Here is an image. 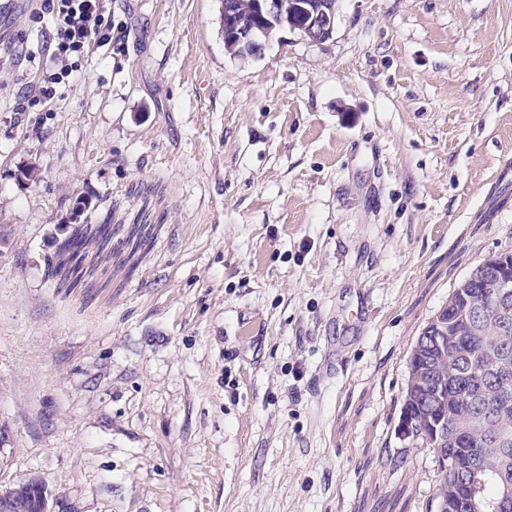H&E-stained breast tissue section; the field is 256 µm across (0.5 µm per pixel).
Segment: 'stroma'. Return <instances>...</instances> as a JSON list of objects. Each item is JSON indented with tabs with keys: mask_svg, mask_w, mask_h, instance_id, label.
Returning <instances> with one entry per match:
<instances>
[{
	"mask_svg": "<svg viewBox=\"0 0 512 512\" xmlns=\"http://www.w3.org/2000/svg\"><path fill=\"white\" fill-rule=\"evenodd\" d=\"M220 0H112L123 48L56 95L52 25L0 69V491L73 512H434L396 431L411 350L512 250V0H338L322 42L224 51ZM37 166L28 184L17 174ZM146 224L88 291L47 276L77 196ZM0 511L70 512L61 500L52 498L45 486L37 480H29L17 490L0 493Z\"/></svg>",
	"mask_w": 512,
	"mask_h": 512,
	"instance_id": "35a3bbf8",
	"label": "stroma"
}]
</instances>
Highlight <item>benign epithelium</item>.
Returning <instances> with one entry per match:
<instances>
[{
	"label": "benign epithelium",
	"mask_w": 512,
	"mask_h": 512,
	"mask_svg": "<svg viewBox=\"0 0 512 512\" xmlns=\"http://www.w3.org/2000/svg\"><path fill=\"white\" fill-rule=\"evenodd\" d=\"M303 22L298 26L312 41H324L328 39L334 30L336 17V0H321L318 8L300 7ZM234 40L239 47L241 56L251 58L264 46L260 37V30L250 24H238L234 33ZM483 266L493 268V271L485 274L483 286L485 293L489 295L495 312L503 319L508 320L512 316V275L498 271V265L494 258L489 257L481 262ZM442 315H437L428 329L425 349L439 350L448 353V361H453L458 356L462 336L446 335L445 327L441 321ZM488 368L487 362H477L468 367L459 376L456 397L464 402L476 401L478 393L476 387ZM503 440H483L476 445L463 449L467 459V465L458 467L455 458L445 456L446 449L436 448L434 452L441 459L448 460V475L454 485L452 495L444 503V512H508L512 509V487L504 485L501 495L492 500L480 496L478 489L479 474L482 471L483 461L487 449L492 447H505ZM0 512H69L65 504L52 497L37 480H29L20 485L19 489H13L7 493H0Z\"/></svg>",
	"instance_id": "7a95c632"
}]
</instances>
